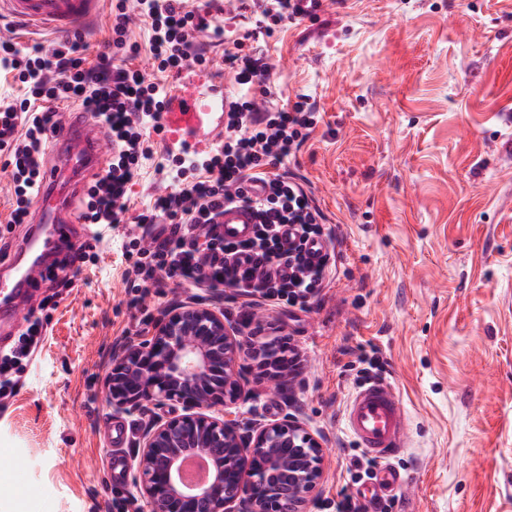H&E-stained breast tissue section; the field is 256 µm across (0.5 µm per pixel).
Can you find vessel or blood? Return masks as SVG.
<instances>
[{
	"label": "vessel or blood",
	"mask_w": 512,
	"mask_h": 512,
	"mask_svg": "<svg viewBox=\"0 0 512 512\" xmlns=\"http://www.w3.org/2000/svg\"><path fill=\"white\" fill-rule=\"evenodd\" d=\"M100 0H0V15L9 14L27 26L72 34L79 23L93 16ZM165 139H178L192 149L212 146L208 127L214 118L197 86L186 71L173 75L172 88L161 114ZM63 131L51 152L54 166L44 173L46 186L35 197V228L12 256L1 261L10 271L0 279V324L21 326L25 314L36 307L38 289L48 272L46 258L61 242L72 239L79 225V185L81 174L101 162L103 131L90 114L77 109L64 113ZM229 241L249 238L256 222L251 208L228 203L219 218ZM344 423L358 446L380 461L376 488L401 489L405 483L389 464L405 446V413L398 393L388 382L373 380L361 386L345 406Z\"/></svg>",
	"instance_id": "vessel-or-blood-1"
}]
</instances>
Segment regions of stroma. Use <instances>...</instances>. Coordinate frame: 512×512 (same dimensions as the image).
<instances>
[{
    "instance_id": "obj_1",
    "label": "stroma",
    "mask_w": 512,
    "mask_h": 512,
    "mask_svg": "<svg viewBox=\"0 0 512 512\" xmlns=\"http://www.w3.org/2000/svg\"><path fill=\"white\" fill-rule=\"evenodd\" d=\"M221 36L210 78L234 87L224 49L250 23L216 0ZM272 66L270 101L309 97L319 121L284 167L334 234L336 274L309 311L259 309L299 356L281 393L249 355L230 418L241 432L298 418L324 439L316 500L362 497L359 455L343 424L362 384L358 358L377 353L402 400L408 445L391 458L406 481L390 512H512V0H324L316 17L259 42ZM155 140L131 190L140 212L167 191ZM122 238L57 296L23 385L0 408V512H109L132 484H111L104 437L129 423L122 455L137 462L143 429L180 404L112 409L105 384L113 341L129 320Z\"/></svg>"
}]
</instances>
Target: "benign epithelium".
Wrapping results in <instances>:
<instances>
[{"mask_svg": "<svg viewBox=\"0 0 512 512\" xmlns=\"http://www.w3.org/2000/svg\"><path fill=\"white\" fill-rule=\"evenodd\" d=\"M249 350L271 390L290 378L280 361L254 350L224 313L204 301L167 310L150 337L112 356L106 399L116 409L178 401L184 413L149 424L139 442L133 485L149 512H288L305 506L323 479L321 439L290 417L243 434L223 411L238 403V361ZM190 452L211 459L212 476L186 484L181 462Z\"/></svg>", "mask_w": 512, "mask_h": 512, "instance_id": "7a95c632", "label": "benign epithelium"}]
</instances>
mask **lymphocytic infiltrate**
I'll list each match as a JSON object with an SVG mask.
<instances>
[{"instance_id":"f902f5d3","label":"lymphocytic infiltrate","mask_w":512,"mask_h":512,"mask_svg":"<svg viewBox=\"0 0 512 512\" xmlns=\"http://www.w3.org/2000/svg\"><path fill=\"white\" fill-rule=\"evenodd\" d=\"M186 0H113L110 34L96 64H89L81 36L22 48L0 41V71L22 88L20 96L0 102V163L10 170L14 202L9 224L0 228V252L10 246L12 225L29 221L33 193L47 164V150L59 131L55 105L90 113L106 131L111 153L87 186L84 223L108 228L126 225L128 246L122 280L128 306L137 315L124 338L143 332L155 319L147 296L164 298L169 284H187L216 294L231 289L232 310L249 326L255 310L267 305L308 310L324 288L335 263L333 252L311 258L307 246L329 241L324 216L301 183L281 166L310 138L317 109L308 98L292 109L268 105L256 97L235 95L228 102L225 143L206 153L183 149L172 163L158 164L172 189L152 208L130 212V191L142 163L150 159L151 137L160 133L162 105L170 87L165 73L192 64L207 67L202 40L218 35L208 10L190 9ZM259 17L224 52V64L239 86H266L270 68L246 52L245 44L272 35L276 26L304 16L299 0H256ZM145 23L147 45L132 41V19ZM149 53L157 71L149 79L137 59ZM260 194H252V186ZM253 208L257 222L245 240H225L217 217L225 203ZM294 228L297 241L283 248L281 229ZM43 311H29L14 344L0 352V401L15 396L20 378L45 339Z\"/></svg>"}]
</instances>
